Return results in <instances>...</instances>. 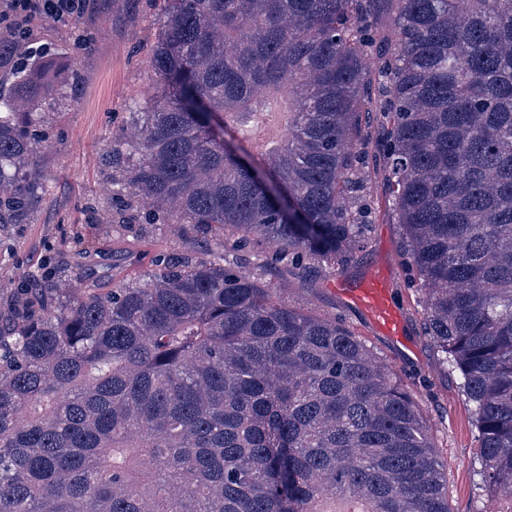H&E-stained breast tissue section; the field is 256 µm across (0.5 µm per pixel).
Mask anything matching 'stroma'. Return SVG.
Here are the masks:
<instances>
[{
    "label": "stroma",
    "instance_id": "stroma-1",
    "mask_svg": "<svg viewBox=\"0 0 512 512\" xmlns=\"http://www.w3.org/2000/svg\"><path fill=\"white\" fill-rule=\"evenodd\" d=\"M76 28L91 34V49L73 66L80 77L73 98L45 116L49 142L36 158L48 179L44 199L29 223L0 230V288L32 279L49 258L69 277L84 273L108 288L124 275L130 257H138L136 269L143 273L160 251L201 256L224 248L223 234L193 224H146L135 232L126 224L94 223L90 206L107 197L101 159L112 140V116L147 97L153 76L148 49L158 24L143 12L140 0H89ZM75 234L89 253L82 269L74 264ZM402 248L400 226L382 218L369 227L363 248L334 271L317 266L299 278L280 266L263 267L266 248L259 243L245 257L265 284L286 289L296 305L344 319L404 384H425L419 403L448 478L450 512H480L486 488L473 406L458 373L442 364L425 332L421 308L403 286ZM379 267L388 273L391 298L403 318V345L379 333L336 287L337 280L356 281Z\"/></svg>",
    "mask_w": 512,
    "mask_h": 512
}]
</instances>
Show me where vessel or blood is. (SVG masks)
Returning <instances> with one entry per match:
<instances>
[{
  "label": "vessel or blood",
  "instance_id": "obj_1",
  "mask_svg": "<svg viewBox=\"0 0 512 512\" xmlns=\"http://www.w3.org/2000/svg\"><path fill=\"white\" fill-rule=\"evenodd\" d=\"M349 297L368 315L377 330L392 339H401L402 316L392 303L387 280L380 272H373L350 288Z\"/></svg>",
  "mask_w": 512,
  "mask_h": 512
}]
</instances>
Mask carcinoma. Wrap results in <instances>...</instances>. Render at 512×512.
I'll list each match as a JSON object with an SVG mask.
<instances>
[{
  "instance_id": "obj_1",
  "label": "carcinoma",
  "mask_w": 512,
  "mask_h": 512,
  "mask_svg": "<svg viewBox=\"0 0 512 512\" xmlns=\"http://www.w3.org/2000/svg\"><path fill=\"white\" fill-rule=\"evenodd\" d=\"M146 105L112 133L104 224H199L299 274L378 214L512 497V0H151ZM52 44L0 37V225L46 178ZM136 216L130 220V216ZM0 512H450L409 388L340 317L224 254L114 288L50 271L5 297Z\"/></svg>"
}]
</instances>
